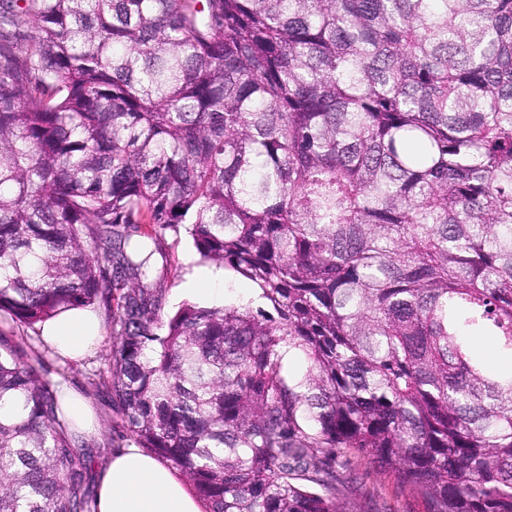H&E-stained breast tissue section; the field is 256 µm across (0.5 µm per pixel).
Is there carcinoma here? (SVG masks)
Segmentation results:
<instances>
[{
    "mask_svg": "<svg viewBox=\"0 0 512 512\" xmlns=\"http://www.w3.org/2000/svg\"><path fill=\"white\" fill-rule=\"evenodd\" d=\"M183 224L271 311L163 320ZM91 305L114 423L206 512H367L343 450L512 512V371L474 347L512 353V0H3L0 315ZM8 403L0 512H96L17 348Z\"/></svg>",
    "mask_w": 512,
    "mask_h": 512,
    "instance_id": "carcinoma-1",
    "label": "carcinoma"
}]
</instances>
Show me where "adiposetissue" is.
Listing matches in <instances>:
<instances>
[{
    "instance_id": "ef3b65f1",
    "label": "adipose tissue",
    "mask_w": 512,
    "mask_h": 512,
    "mask_svg": "<svg viewBox=\"0 0 512 512\" xmlns=\"http://www.w3.org/2000/svg\"><path fill=\"white\" fill-rule=\"evenodd\" d=\"M43 344L62 358L78 361L101 341L96 316L65 311L41 327ZM98 512H201L197 499L173 471L136 445L117 449L96 486Z\"/></svg>"
}]
</instances>
